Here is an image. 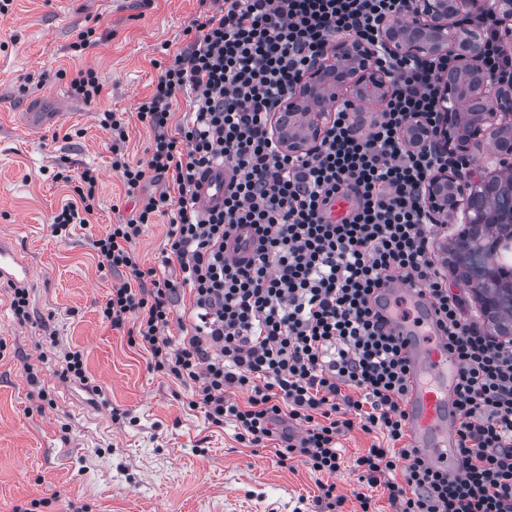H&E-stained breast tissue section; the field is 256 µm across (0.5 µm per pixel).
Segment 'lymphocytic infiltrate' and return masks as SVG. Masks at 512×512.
<instances>
[{
    "label": "lymphocytic infiltrate",
    "mask_w": 512,
    "mask_h": 512,
    "mask_svg": "<svg viewBox=\"0 0 512 512\" xmlns=\"http://www.w3.org/2000/svg\"><path fill=\"white\" fill-rule=\"evenodd\" d=\"M407 0H224L189 47L162 72L137 117L152 134L150 155L130 163L122 114L105 111L112 169L135 216L93 240L101 267L125 272L102 315L127 328L155 370L192 385V406L209 423L232 424L252 448L277 439L280 464L297 460L322 474L315 512H338L345 497L332 478L344 464L340 439L354 427L381 433L358 456L359 483L384 486L394 512H512V339L489 336L465 315L436 265L432 224L421 189L442 158L406 147L410 122L435 128L440 73L451 58L413 60L379 54L394 91L370 124L354 105L338 107L327 135L309 154L279 152L271 118L336 34L373 42L400 20ZM483 62L494 77L512 75V55L496 37L491 12L476 17ZM186 101L177 115L178 101ZM220 161L239 172L224 207L195 209L199 173ZM153 176L161 189L146 193ZM86 192L54 216L51 228L87 223L95 173ZM350 208L331 220L334 202ZM169 219L160 267L144 268L134 248L145 225ZM250 227L257 247L245 263L224 257L226 241ZM401 279L432 300L448 350L460 364L455 405L463 474L432 470L403 443L407 382L403 345L384 330L372 303ZM193 302L174 307L181 287ZM177 321L183 336L164 330ZM248 391L238 403L230 391Z\"/></svg>",
    "instance_id": "obj_1"
}]
</instances>
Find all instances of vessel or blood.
I'll return each mask as SVG.
<instances>
[{
    "instance_id": "1",
    "label": "vessel or blood",
    "mask_w": 512,
    "mask_h": 512,
    "mask_svg": "<svg viewBox=\"0 0 512 512\" xmlns=\"http://www.w3.org/2000/svg\"><path fill=\"white\" fill-rule=\"evenodd\" d=\"M237 179L234 169L214 165L201 171L195 189V207L209 214L223 207L224 193ZM256 246L250 230H240L225 248L232 262L250 256ZM34 272L13 241L0 238V283L15 288L29 287ZM382 313L389 328L405 345L409 361L407 391L403 408L411 447L429 467L461 474L457 450L459 414L454 404V390L459 364L446 346L431 301L419 289L394 281L382 291Z\"/></svg>"
}]
</instances>
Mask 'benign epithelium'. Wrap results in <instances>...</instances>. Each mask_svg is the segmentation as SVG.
I'll use <instances>...</instances> for the list:
<instances>
[{"label": "benign epithelium", "mask_w": 512, "mask_h": 512, "mask_svg": "<svg viewBox=\"0 0 512 512\" xmlns=\"http://www.w3.org/2000/svg\"><path fill=\"white\" fill-rule=\"evenodd\" d=\"M489 9L498 24V40L512 47V0H408L399 23L381 27L375 44L354 39L328 41L318 61L274 114V136L280 148L301 155L317 147L331 124L324 103L348 95L358 104L385 102L393 92L390 73L376 63L379 52L428 59L458 57L460 64L440 77L441 108L437 148L445 158L469 152L471 145L492 137L499 117L512 116V78L490 79L482 64L477 31L464 32L458 18ZM429 131L408 126L405 144H422ZM451 163L437 168L422 189L432 223L446 224L473 209L472 193L482 183Z\"/></svg>", "instance_id": "1"}]
</instances>
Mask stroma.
Wrapping results in <instances>:
<instances>
[{
  "instance_id": "1",
  "label": "stroma",
  "mask_w": 512,
  "mask_h": 512,
  "mask_svg": "<svg viewBox=\"0 0 512 512\" xmlns=\"http://www.w3.org/2000/svg\"><path fill=\"white\" fill-rule=\"evenodd\" d=\"M213 9L212 0H11L0 14V234L35 272L28 321L0 288V512H294L318 493L308 466L243 447L233 426L190 408L191 385L153 370L127 329L100 314L124 277L100 268L91 242L132 206L98 114L124 113L125 153L145 161L152 133L137 107L160 63L189 45L186 28ZM90 28L93 43L73 50ZM80 68L103 86L89 103L71 92ZM61 108V122L27 128L28 113ZM86 168L98 175L94 213L54 235L52 218L78 202ZM69 348L82 352L87 382L64 375ZM29 365L38 386L26 380ZM40 388L53 401L42 412Z\"/></svg>"
}]
</instances>
